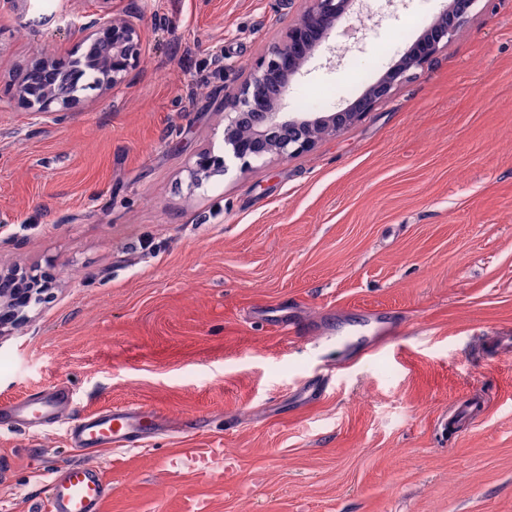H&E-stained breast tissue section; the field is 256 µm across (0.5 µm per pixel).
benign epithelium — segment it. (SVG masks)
<instances>
[{"mask_svg":"<svg viewBox=\"0 0 512 512\" xmlns=\"http://www.w3.org/2000/svg\"><path fill=\"white\" fill-rule=\"evenodd\" d=\"M299 18L277 33L252 70L232 88L224 89V144L232 157L247 167L253 161L287 160L308 151L324 136L334 135L361 119L389 98L409 72L435 59L468 18L478 0H449V5L426 26L416 47L390 67L354 102L330 115L284 112L291 82L301 73L315 49L325 42L354 4L366 0H298ZM83 42L99 51L80 61L70 54L43 52L24 70L16 95L37 114L69 112L76 103L65 74L80 64L98 68L104 91L128 83L140 63L143 29L139 11L97 13L82 26ZM227 171L226 159L210 151L197 154L189 170L191 186ZM25 301L21 289L0 274V309Z\"/></svg>","mask_w":512,"mask_h":512,"instance_id":"obj_1","label":"benign epithelium"}]
</instances>
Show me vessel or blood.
<instances>
[{"label":"vessel or blood","mask_w":512,"mask_h":512,"mask_svg":"<svg viewBox=\"0 0 512 512\" xmlns=\"http://www.w3.org/2000/svg\"><path fill=\"white\" fill-rule=\"evenodd\" d=\"M69 401L65 386L54 385L39 396H23L5 405V412L33 426L54 423ZM486 411L483 396L473 394L459 399L443 420L448 429L479 421ZM155 409L115 405L90 416L75 419L70 441L84 450L122 449L143 438L149 425L161 422ZM107 485L100 474L87 466L70 464L51 482V512H100L107 496Z\"/></svg>","instance_id":"1"}]
</instances>
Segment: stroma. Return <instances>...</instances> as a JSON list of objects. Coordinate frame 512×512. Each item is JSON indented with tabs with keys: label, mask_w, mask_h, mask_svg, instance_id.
Listing matches in <instances>:
<instances>
[{
	"label": "stroma",
	"mask_w": 512,
	"mask_h": 512,
	"mask_svg": "<svg viewBox=\"0 0 512 512\" xmlns=\"http://www.w3.org/2000/svg\"><path fill=\"white\" fill-rule=\"evenodd\" d=\"M136 4L134 81L64 116L14 95L43 50ZM444 0H374L292 82L333 112L396 64ZM295 0H0V271L55 284L0 336V406L62 383L70 414L145 404L144 446L72 448L65 422L0 425V512H49L59 466L94 467L101 512H512V0H478L436 60L285 161L190 186L224 155V88ZM404 40L378 56L398 29ZM223 61H215V52ZM287 303L295 338L258 310ZM330 385L307 404L302 388ZM484 394L470 430L449 406ZM188 448H220L224 477ZM225 171H227L225 157L214 155L211 151H203L197 154L195 161L190 167L191 186L200 188L204 180L217 173H225Z\"/></svg>",
	"instance_id": "obj_1"
}]
</instances>
